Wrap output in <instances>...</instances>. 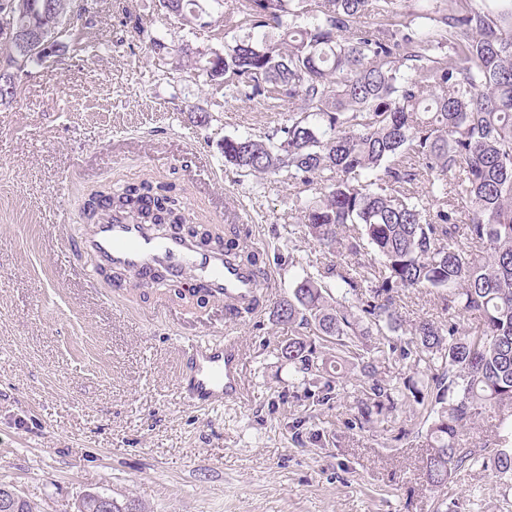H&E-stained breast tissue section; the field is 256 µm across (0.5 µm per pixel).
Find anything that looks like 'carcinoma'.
Wrapping results in <instances>:
<instances>
[{
  "mask_svg": "<svg viewBox=\"0 0 512 512\" xmlns=\"http://www.w3.org/2000/svg\"><path fill=\"white\" fill-rule=\"evenodd\" d=\"M397 2L320 0L306 22L308 0H238L224 16V48L203 71L248 101L301 102L271 137L224 138V160L242 175L321 190L300 221L332 259L273 309L279 321L317 332L323 350L300 335L278 358L304 379L325 378L306 392L314 405L334 399L327 367L360 362L356 394L367 424L385 421L410 395L428 403L424 472L444 489L452 474L485 460L462 436L488 412L504 426L494 467L512 475V5L449 14L423 4L403 17ZM10 5L14 25L35 23L51 39L69 0H0V16ZM158 5L184 26L203 12L196 0ZM371 15L378 21H365ZM125 19L151 50L167 49L141 16L129 10ZM245 25L249 33L236 35ZM43 59L36 45L3 48L0 101L15 95L14 72ZM424 192L436 207L431 218ZM169 199L144 181L99 207L137 219ZM238 241L232 229L214 243L264 280L263 255ZM366 245L379 264L374 278L344 262ZM417 289L435 292L448 320L422 318L407 341L372 343L385 328L402 329L399 291ZM465 316L475 326H462ZM389 359L424 364L420 380L381 377L378 365Z\"/></svg>",
  "mask_w": 512,
  "mask_h": 512,
  "instance_id": "carcinoma-1",
  "label": "carcinoma"
}]
</instances>
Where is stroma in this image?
Returning <instances> with one entry per match:
<instances>
[{"label":"stroma","instance_id":"stroma-1","mask_svg":"<svg viewBox=\"0 0 512 512\" xmlns=\"http://www.w3.org/2000/svg\"><path fill=\"white\" fill-rule=\"evenodd\" d=\"M91 25L62 17L67 43L18 80L0 105V484L68 512L82 495L133 499L142 512H512V478L491 464L430 489L427 413L401 408L361 426L350 380L323 406L277 357L296 326L270 310L232 318L173 291L87 283L79 257L61 264L88 194L149 180L175 186L198 222L252 217L278 298L328 256L307 238L308 193L224 163V140L267 135L287 109L225 94L177 48L206 60L224 45L234 0H200L207 26L164 18L155 0H75ZM140 14L170 54L132 38ZM209 113L207 126L190 119ZM230 335L242 345L246 399L195 408L175 390L182 343Z\"/></svg>","mask_w":512,"mask_h":512}]
</instances>
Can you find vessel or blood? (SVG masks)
<instances>
[{
    "mask_svg": "<svg viewBox=\"0 0 512 512\" xmlns=\"http://www.w3.org/2000/svg\"><path fill=\"white\" fill-rule=\"evenodd\" d=\"M82 252L97 267L140 272L142 283H152L155 269H163L171 282L191 281L210 298L257 313L253 272L225 261L223 252L204 250L185 238L159 235L150 225L132 223L116 214L76 233ZM242 354L235 337L198 340L189 345V372L179 373L176 388L194 405L211 406L243 397L240 376Z\"/></svg>",
    "mask_w": 512,
    "mask_h": 512,
    "instance_id": "vessel-or-blood-1",
    "label": "vessel or blood"
}]
</instances>
